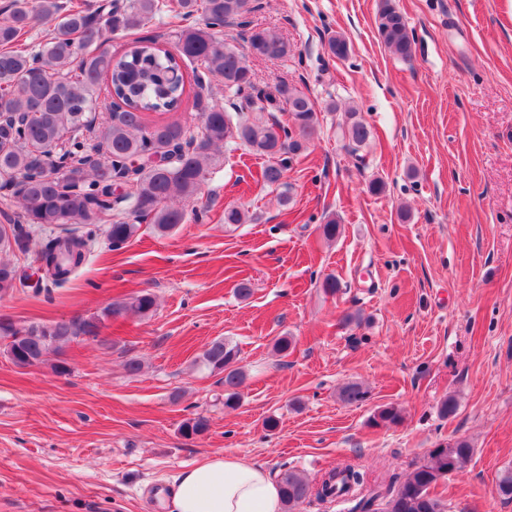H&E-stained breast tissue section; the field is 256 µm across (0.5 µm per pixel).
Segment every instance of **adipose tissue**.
I'll use <instances>...</instances> for the list:
<instances>
[{"label":"adipose tissue","mask_w":512,"mask_h":512,"mask_svg":"<svg viewBox=\"0 0 512 512\" xmlns=\"http://www.w3.org/2000/svg\"><path fill=\"white\" fill-rule=\"evenodd\" d=\"M161 506L164 512H283L270 472L224 453L183 471Z\"/></svg>","instance_id":"adipose-tissue-1"}]
</instances>
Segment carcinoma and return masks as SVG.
<instances>
[{
    "label": "carcinoma",
    "mask_w": 512,
    "mask_h": 512,
    "mask_svg": "<svg viewBox=\"0 0 512 512\" xmlns=\"http://www.w3.org/2000/svg\"><path fill=\"white\" fill-rule=\"evenodd\" d=\"M260 9L258 0H177L182 25L173 49L151 37L114 52L108 48L112 36L162 21L171 11L168 0H124L117 6L98 0L92 6L68 7L60 0H12L9 13L0 18V189H14L21 212L3 213L0 249L24 248L31 227L60 230L40 251L44 287H59L83 264L107 213H112V224L106 237L114 250L135 237L146 221L160 235L185 223L187 203L200 192L208 164L222 148L234 152L243 147L264 159L261 182L280 190V204L288 205L285 178L315 132L314 104L285 80L258 87L246 54L219 38L224 27ZM42 25L53 26L47 38L33 46L24 43V36ZM378 34L393 55L412 57L414 36L394 0H379ZM246 42L249 52L266 59L291 52L288 42L264 28H251ZM186 66L198 88L199 135L176 121L146 126L149 114L180 108ZM214 79L224 84L222 105L204 96ZM95 127L106 151L104 161L94 158L86 145L84 132ZM345 136L356 147L370 136L353 111L347 112ZM153 155L161 161L127 168L131 158ZM125 177L136 188L117 196L115 181ZM22 285V274L1 260L0 296ZM155 307V296L144 291L77 320L18 327L0 319V339L7 340L16 366L31 367L52 353L61 354L64 345L80 337L100 338L114 317H148ZM199 362L222 375L224 407L235 408L246 378L237 345L215 339ZM367 394L352 382L341 389L340 399L359 404ZM401 419L400 409L387 404L377 408L371 423L391 427ZM207 430L203 416L181 426L187 438ZM473 454L466 439L439 442L403 479L360 498L356 512H445L433 489L462 471ZM276 482L284 512H296L313 495L328 499L355 492L363 474L352 466L336 468L315 488L297 470L282 466Z\"/></svg>",
    "instance_id": "cac0c4a2"
}]
</instances>
